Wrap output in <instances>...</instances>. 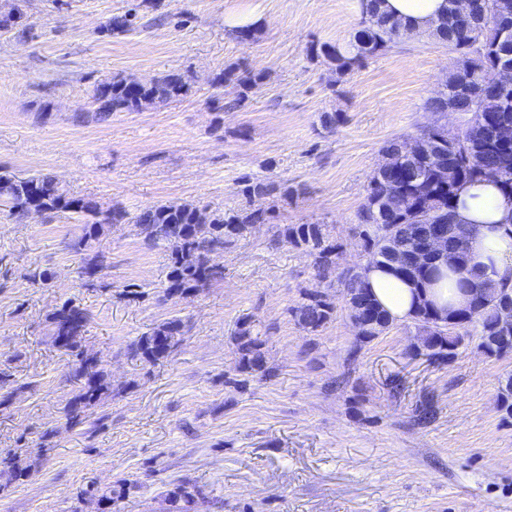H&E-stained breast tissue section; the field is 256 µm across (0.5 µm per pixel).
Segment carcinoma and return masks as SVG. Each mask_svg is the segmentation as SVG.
<instances>
[{"label":"carcinoma","instance_id":"obj_1","mask_svg":"<svg viewBox=\"0 0 512 512\" xmlns=\"http://www.w3.org/2000/svg\"><path fill=\"white\" fill-rule=\"evenodd\" d=\"M448 17L437 27L431 38L448 46L457 54L453 70L445 87L449 93L427 100L425 109L443 113L452 104L463 111L471 107L468 97L456 93L461 73L471 72L475 77L492 66L491 48L498 43V30L489 27L478 35L452 22L456 0H448ZM414 35L407 26L396 25L380 11L379 0H360V21L349 43L345 46L323 44L315 49L335 64L336 74L345 75L369 57L385 51L401 37ZM235 82L237 97L228 102L236 107L256 88L261 77L247 71L237 73L229 67L215 78V84ZM191 89L188 79L179 73H166L149 83H140L132 76L114 75L94 82L90 99L99 120L107 122L114 112H137L146 104L164 103L186 96ZM479 117L476 123L462 132H450L439 125L421 131L425 137H437L442 142L444 159L441 163L422 166V177L415 182H398L394 170L407 166L402 155V141L393 139L383 147L386 168L383 174H373L364 203L358 212L360 237L365 251L363 264L350 271L342 266V250L322 224H290L278 231L295 247L312 258L315 285L301 291L302 301L289 309L295 322L306 332L316 333L336 317V295L331 289L340 286L350 319L360 330L349 350L354 357L362 347L388 330L392 320L371 298L366 275L373 264L390 265L415 285L424 287L442 282L446 274L437 263L411 265L394 261V255L409 250V238L419 221V213L403 205V200L415 196L424 201L433 212L436 223L443 225L448 239V250L455 256L458 275L457 287L468 296L467 305L446 312L425 301L419 305L413 322L418 330L417 342L409 349L416 356L423 355L434 363H445L457 350L475 341L478 349L488 357L503 358L512 354V327L500 326L504 309L512 308V288L498 286L490 281H475L469 277L467 257L469 243L475 231L456 222V196L466 184L489 178L498 169L512 170V140H506L491 130V124L512 126V89L501 91L491 84L478 89ZM35 187L48 212H70L84 218L82 234L66 243L65 249L83 255L82 274L92 283L96 274L107 267V256L97 251L87 254L93 241L106 224H121L126 212L105 209L93 199L74 196L60 186L50 174L18 175L0 171V204L7 216L22 222L27 218L23 192ZM286 198L293 190L277 187L262 180L247 181L242 193L247 206L230 212L209 213V223L196 222L198 206L194 204L159 203L148 206L133 217V224L149 244H165L170 250V265L166 275L167 295L179 294L185 298L194 295L211 282L220 279L223 267L216 262L224 247L243 236L251 224L268 221L270 208L263 205L276 193ZM26 280L33 286L46 288L53 274L40 266L27 270ZM90 313L71 301L54 308L46 317L50 336L64 354L72 357L69 380L75 385L74 395L64 410L68 418L79 422L81 417L112 394L109 375L98 360L83 348L84 328ZM184 323L179 318L164 321L139 336L129 347V354L148 364L169 358L183 341ZM236 360L234 376H224V386L241 389L253 379L267 381L275 376L266 365L263 348L266 340L249 316L238 320L233 336ZM498 405L503 419H512V378L501 387ZM29 466L23 463L21 453L15 451L0 455V490L29 477ZM132 483L122 478L105 489L90 488L80 492L84 501H97L107 512L112 503L126 497ZM172 512H197L205 502L203 491L187 479L172 483L165 490Z\"/></svg>","mask_w":512,"mask_h":512}]
</instances>
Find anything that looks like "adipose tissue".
Listing matches in <instances>:
<instances>
[{
	"label": "adipose tissue",
	"mask_w": 512,
	"mask_h": 512,
	"mask_svg": "<svg viewBox=\"0 0 512 512\" xmlns=\"http://www.w3.org/2000/svg\"><path fill=\"white\" fill-rule=\"evenodd\" d=\"M381 11L401 20L415 32L433 31L448 13V0H381ZM457 220L477 226L468 253V267L483 280L512 284V196L495 181L463 185L457 194ZM372 297L396 321L413 316L420 300L445 310L464 307L467 298L451 282L426 288L387 268L367 274Z\"/></svg>",
	"instance_id": "1"
}]
</instances>
